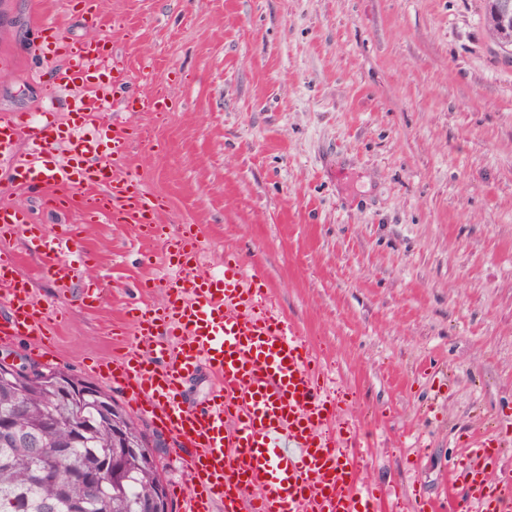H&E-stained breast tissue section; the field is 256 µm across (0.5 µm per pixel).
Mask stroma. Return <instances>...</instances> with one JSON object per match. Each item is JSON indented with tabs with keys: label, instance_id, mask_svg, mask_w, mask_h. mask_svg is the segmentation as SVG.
<instances>
[{
	"label": "stroma",
	"instance_id": "obj_1",
	"mask_svg": "<svg viewBox=\"0 0 512 512\" xmlns=\"http://www.w3.org/2000/svg\"><path fill=\"white\" fill-rule=\"evenodd\" d=\"M487 0H0V113L69 120L42 26L106 36L132 87H163L161 115L117 108L140 136L130 169L192 226L214 273L259 269L272 304L327 367L360 442V484L384 512H422L448 491L473 434L512 473V47ZM0 171V206L47 239L73 233L68 292L44 279V246L14 232L34 296L56 312L51 347L0 344L27 364L98 385L127 311L161 302L171 268L132 224L92 218ZM101 303H81L83 289Z\"/></svg>",
	"mask_w": 512,
	"mask_h": 512
}]
</instances>
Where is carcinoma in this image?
Returning a JSON list of instances; mask_svg holds the SVG:
<instances>
[{
    "instance_id": "1",
    "label": "carcinoma",
    "mask_w": 512,
    "mask_h": 512,
    "mask_svg": "<svg viewBox=\"0 0 512 512\" xmlns=\"http://www.w3.org/2000/svg\"><path fill=\"white\" fill-rule=\"evenodd\" d=\"M27 386L19 390L14 379L0 378V419L12 420L40 440L35 448H21L0 436V512H17L21 503L26 512H42L40 505L46 501L54 502L57 512H145L157 483L147 459L156 456L158 445L150 444L138 424L114 404V415L124 418L126 429L139 440L140 459L131 463L120 485H112L106 474L93 488L73 483L71 473H96L104 458L125 455L124 449L114 447L112 419L94 422L95 403L73 391L61 376L51 381L35 377ZM62 446L70 447L64 458L56 454ZM46 468L57 471L60 483L40 479L39 471Z\"/></svg>"
}]
</instances>
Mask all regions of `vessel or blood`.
I'll return each mask as SVG.
<instances>
[{
    "label": "vessel or blood",
    "instance_id": "obj_1",
    "mask_svg": "<svg viewBox=\"0 0 512 512\" xmlns=\"http://www.w3.org/2000/svg\"><path fill=\"white\" fill-rule=\"evenodd\" d=\"M36 55L56 67L53 86L76 90L68 104L71 119L30 125L15 113L0 114V167L30 187L53 185L56 206L67 209L73 186L91 189L86 214L109 213L113 223L138 225L162 237L174 276L162 282V303L141 309L128 349L119 357L93 362L92 372L121 387L133 410L150 415L175 445L174 456L188 472L173 493L182 512H380L374 490L356 489L350 454L352 428L345 409L326 387L324 369L297 330L268 301L258 275L236 258H225L217 275L200 261L196 233L184 228L164 236L155 217L158 198L126 171L135 129L112 126V147L101 151L102 132L92 127L106 111L110 91L125 86V74L109 39L63 42L45 34ZM158 88L130 92L129 112L160 111ZM27 140L29 148L17 144ZM69 144L64 163L45 156L59 141ZM74 240L57 236L54 256L42 275L55 282L74 278L69 259ZM18 256L0 255V291L11 319L0 339L16 335L44 338L50 317L15 275ZM199 374L217 385L204 405L185 403V384ZM497 451L475 441L452 479L463 484L478 512H512V477L490 480Z\"/></svg>",
    "mask_w": 512,
    "mask_h": 512
}]
</instances>
